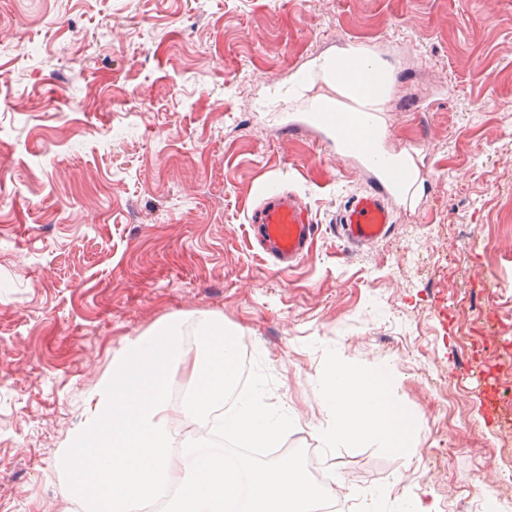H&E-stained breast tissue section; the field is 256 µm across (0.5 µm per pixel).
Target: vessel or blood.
Here are the masks:
<instances>
[{
	"mask_svg": "<svg viewBox=\"0 0 512 512\" xmlns=\"http://www.w3.org/2000/svg\"><path fill=\"white\" fill-rule=\"evenodd\" d=\"M396 74L391 55L345 38L336 50L290 71L287 82L273 93L274 98L287 99L306 85L324 87V95L308 98L302 111L285 114L279 134L288 139L311 137L328 158L348 164L363 178L364 189L352 196L336 225L339 237L354 247L385 238L396 211H422L433 188L421 160L425 141L417 137L392 147L390 131L374 110V82L382 77L394 84ZM247 222L262 253L281 270L309 256L318 230L304 198L277 187L261 192Z\"/></svg>",
	"mask_w": 512,
	"mask_h": 512,
	"instance_id": "vessel-or-blood-1",
	"label": "vessel or blood"
}]
</instances>
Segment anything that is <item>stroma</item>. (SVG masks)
<instances>
[{
	"instance_id": "stroma-1",
	"label": "stroma",
	"mask_w": 512,
	"mask_h": 512,
	"mask_svg": "<svg viewBox=\"0 0 512 512\" xmlns=\"http://www.w3.org/2000/svg\"><path fill=\"white\" fill-rule=\"evenodd\" d=\"M387 32L402 77L381 110L396 141L425 134L435 186L421 215L351 250L336 216L359 175L253 104L337 40ZM505 112L512 0H0V512H79L55 463L113 358L173 317L202 356L204 315L291 410L282 447L332 468L340 494L429 491L439 512H486L473 479L512 512V401L489 425L469 379L478 352L512 384ZM267 183L301 193L319 227L288 271L248 236ZM334 355L395 364L387 398L413 454L326 449L319 375Z\"/></svg>"
}]
</instances>
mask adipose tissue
I'll return each instance as SVG.
<instances>
[{
	"label": "adipose tissue",
	"mask_w": 512,
	"mask_h": 512,
	"mask_svg": "<svg viewBox=\"0 0 512 512\" xmlns=\"http://www.w3.org/2000/svg\"><path fill=\"white\" fill-rule=\"evenodd\" d=\"M393 366L354 367L334 360L326 363L320 402L326 424L320 431L325 445L335 448L359 439H371L397 452L406 445L403 427L384 391L396 382Z\"/></svg>",
	"instance_id": "ef3b65f1"
}]
</instances>
